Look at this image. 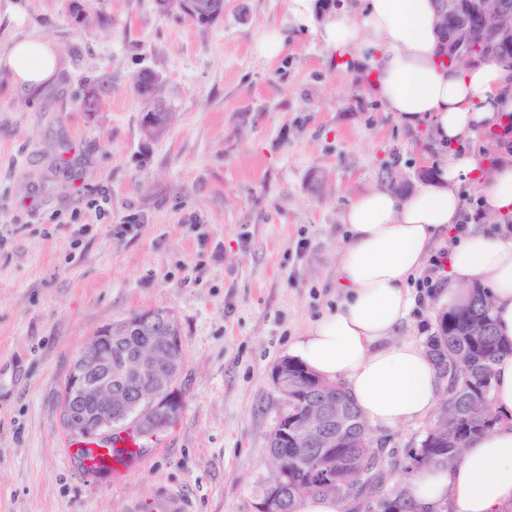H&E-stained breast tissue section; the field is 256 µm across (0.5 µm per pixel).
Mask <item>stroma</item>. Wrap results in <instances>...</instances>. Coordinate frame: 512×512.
I'll return each mask as SVG.
<instances>
[{"mask_svg": "<svg viewBox=\"0 0 512 512\" xmlns=\"http://www.w3.org/2000/svg\"><path fill=\"white\" fill-rule=\"evenodd\" d=\"M71 3L0 0V46L35 32L60 54L34 96L0 71V512H123L158 480L194 512H257L284 408L271 371L342 297V210L426 185L447 149L310 32L257 57L288 0H224L207 26L156 0H87L79 19ZM145 70L175 114L154 136L131 90ZM133 213L142 231L115 235ZM415 295L401 336L421 345L439 293ZM147 309L179 325L181 407L127 470L88 475L66 448L64 380L99 328ZM428 427L372 435L401 462ZM284 37L275 29H269L254 43V52L268 61L275 60L284 50Z\"/></svg>", "mask_w": 512, "mask_h": 512, "instance_id": "1", "label": "stroma"}]
</instances>
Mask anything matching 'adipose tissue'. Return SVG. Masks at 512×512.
I'll return each mask as SVG.
<instances>
[{
  "instance_id": "obj_1",
  "label": "adipose tissue",
  "mask_w": 512,
  "mask_h": 512,
  "mask_svg": "<svg viewBox=\"0 0 512 512\" xmlns=\"http://www.w3.org/2000/svg\"><path fill=\"white\" fill-rule=\"evenodd\" d=\"M289 13L328 54L368 58L374 71L364 86L368 95L407 128L429 125L438 143L465 141L512 113V70L493 62L441 61L435 0H360L355 9L322 19L315 0H289ZM59 65L55 45L39 34L0 48V69L25 93L41 90ZM468 182L481 188V206L490 216L512 215V162L491 167L475 151L449 153L425 188L402 196L368 190L341 214L347 236L336 286L344 297L292 342L290 352L317 376L343 383L373 427L430 418L446 388L426 351L397 337L416 303L409 280L440 242L448 244L442 305H460L470 286H486L496 333L512 344V236L485 226L449 236L461 220L460 188ZM490 404L503 422L472 437L455 464L413 475L414 512H512V355L494 367Z\"/></svg>"
}]
</instances>
